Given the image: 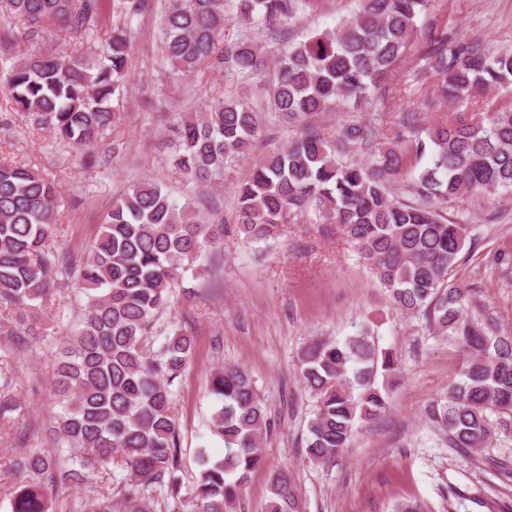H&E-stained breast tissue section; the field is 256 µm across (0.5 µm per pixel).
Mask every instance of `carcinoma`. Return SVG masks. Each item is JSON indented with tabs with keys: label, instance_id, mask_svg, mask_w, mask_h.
<instances>
[{
	"label": "carcinoma",
	"instance_id": "obj_1",
	"mask_svg": "<svg viewBox=\"0 0 512 512\" xmlns=\"http://www.w3.org/2000/svg\"><path fill=\"white\" fill-rule=\"evenodd\" d=\"M103 2L0 0V12L22 22L20 36L36 41L54 26L75 34L97 27ZM431 2L359 0L335 31L298 40L288 24L307 0H164L162 53L175 75L191 80L208 70L261 87L255 100L228 92L198 118L181 120L170 159L176 173L197 187L220 183L261 132L265 113L294 136L237 186L232 225L207 223L162 182H138L113 203L81 266L87 303L80 324L55 354L56 448H30L10 460L22 477L11 512H48L49 492L59 486L93 494L79 512H154L153 493L179 498L175 384L194 337L176 329L156 348L157 321L171 307L186 265L222 249L231 236L266 243L282 225L306 217L336 225L392 304L425 315L458 349L459 379L447 401L428 410L449 445L481 452L512 431V335L490 315H469L470 289L451 279L468 227L442 209L464 194L512 206V101L490 110L485 104L487 92L512 88V50L490 53L446 27L430 29L418 57L434 78L432 89L419 94L421 109L435 113L430 123L408 112L390 127L347 123L326 136L314 122L325 110L361 111L402 92L389 78L410 54ZM154 7L155 0H114L112 12L123 22L100 51L30 53L6 72L19 109L56 142L85 151L89 167L97 138L115 123L112 102L128 85L130 22ZM232 23L242 31L230 38L224 30ZM260 33L272 45H261ZM468 104L484 116L467 117L460 108ZM57 194L40 172L0 163V314L26 346L45 340L37 310L53 279L73 272L65 253L51 247ZM299 371L317 399L306 452L324 462L385 412L401 366L396 352L361 329L343 341L308 346ZM13 383V375H0L1 426L16 424L23 410ZM209 390L216 403L212 433L224 441V456L199 453L191 495L196 512H230L250 475L266 468L267 411L242 367L213 372ZM112 467L125 472L115 493L95 494L92 475ZM266 512H300L288 472L270 471Z\"/></svg>",
	"mask_w": 512,
	"mask_h": 512
}]
</instances>
